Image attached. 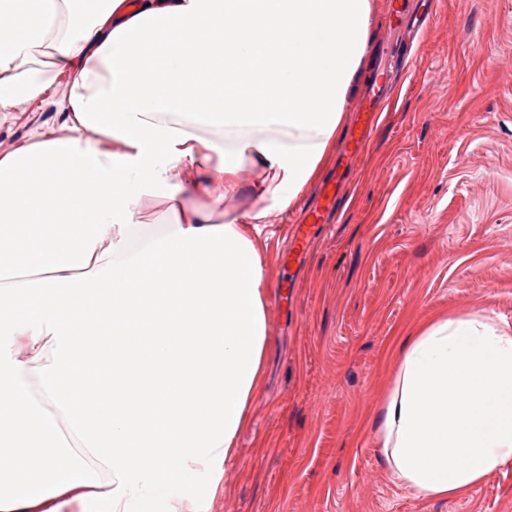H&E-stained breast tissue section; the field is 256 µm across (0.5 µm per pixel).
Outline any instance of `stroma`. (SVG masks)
Here are the masks:
<instances>
[{"instance_id": "obj_1", "label": "stroma", "mask_w": 512, "mask_h": 512, "mask_svg": "<svg viewBox=\"0 0 512 512\" xmlns=\"http://www.w3.org/2000/svg\"><path fill=\"white\" fill-rule=\"evenodd\" d=\"M402 0H374L367 65L404 59L357 163L328 166L343 198L286 252L297 211L257 245L272 281L265 381L210 512H512V467L432 498L391 479L373 433L405 340L441 315L512 324V0H409L430 23L395 31ZM52 107L0 120V147L57 125Z\"/></svg>"}]
</instances>
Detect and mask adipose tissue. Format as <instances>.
I'll return each mask as SVG.
<instances>
[{
  "label": "adipose tissue",
  "instance_id": "1",
  "mask_svg": "<svg viewBox=\"0 0 512 512\" xmlns=\"http://www.w3.org/2000/svg\"><path fill=\"white\" fill-rule=\"evenodd\" d=\"M371 23V0H0V115L58 91L64 116L0 151V512H206L269 341L256 241L328 165ZM47 336L39 367L14 348ZM374 435L426 497L511 465L512 324L422 327Z\"/></svg>",
  "mask_w": 512,
  "mask_h": 512
}]
</instances>
